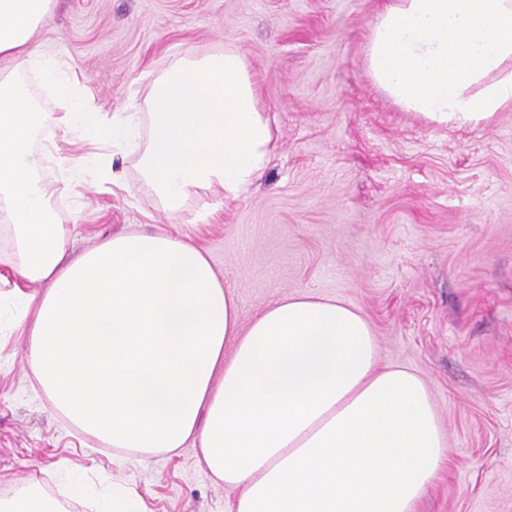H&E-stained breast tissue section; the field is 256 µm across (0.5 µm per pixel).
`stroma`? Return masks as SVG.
Listing matches in <instances>:
<instances>
[{
  "label": "stroma",
  "mask_w": 512,
  "mask_h": 512,
  "mask_svg": "<svg viewBox=\"0 0 512 512\" xmlns=\"http://www.w3.org/2000/svg\"><path fill=\"white\" fill-rule=\"evenodd\" d=\"M384 2L55 0L38 38L102 116L145 111L167 56L230 44L278 129L243 198L166 212L131 155L56 214L71 260L130 229L192 227L245 325L297 291L359 309L381 364L425 379L447 437L417 512H512V106L447 128L396 105L363 65ZM27 343L0 335V498L29 482L60 512H87L66 486L80 473L133 488L145 512H229L234 493L199 465L197 442L143 456L74 427L22 364Z\"/></svg>",
  "instance_id": "1"
}]
</instances>
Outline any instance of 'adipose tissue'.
<instances>
[{
	"mask_svg": "<svg viewBox=\"0 0 512 512\" xmlns=\"http://www.w3.org/2000/svg\"><path fill=\"white\" fill-rule=\"evenodd\" d=\"M54 0H0V230L22 287L0 295V331L24 329L26 367L52 406L88 435L142 455L199 443V462L235 493L231 512H415L446 436L426 381L381 365L370 320L297 292L242 325L234 293L189 236H113L79 258L54 201L109 178L128 147L162 206L205 193L245 196L276 149L246 56L169 59L144 112L97 119L76 77L37 34ZM369 78L438 126L479 125L512 105V0H386L365 49ZM70 96L36 111L20 77ZM107 154L47 179L56 134ZM97 512H141L122 485Z\"/></svg>",
	"mask_w": 512,
	"mask_h": 512,
	"instance_id": "adipose-tissue-1",
	"label": "adipose tissue"
}]
</instances>
